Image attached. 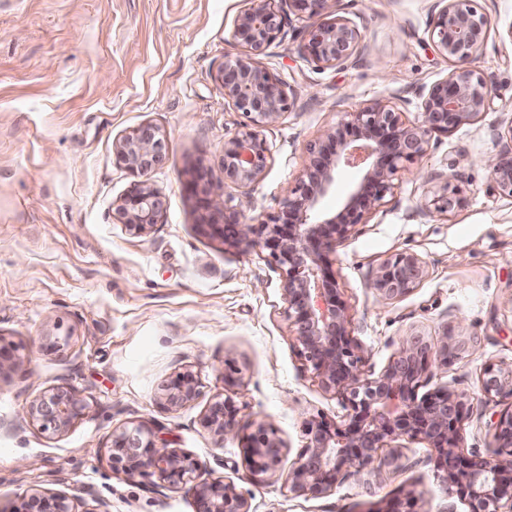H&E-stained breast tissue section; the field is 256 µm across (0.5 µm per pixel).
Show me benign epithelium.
Masks as SVG:
<instances>
[{"instance_id":"benign-epithelium-1","label":"benign epithelium","mask_w":512,"mask_h":512,"mask_svg":"<svg viewBox=\"0 0 512 512\" xmlns=\"http://www.w3.org/2000/svg\"><path fill=\"white\" fill-rule=\"evenodd\" d=\"M327 0H264L243 13L232 37L241 48L224 61L219 75L224 101L239 112V130L224 140V183L253 188L262 179L272 155L260 128L290 112L297 94L261 65L260 57L285 35L289 14L319 18L298 45L299 54L319 68H345L367 50L358 26L342 15L323 13ZM491 17L475 0H437L429 30L437 51L461 63L446 78L419 94L415 120L381 101L370 102L349 120L326 130L309 148L306 172L288 187L279 213L266 220L227 211L226 199L208 190L199 197L201 208L224 215L203 230L231 247H259L282 271L285 309L299 354L322 387L347 403L342 422L325 416L306 422V445L288 474L289 491L321 496L336 483L378 459L381 449L406 437L434 449V466L449 494L465 501L468 512L512 510V411L496 423L493 454L465 452L460 446L464 397L439 388L422 397L418 389L432 366L448 364V341L435 346L414 334L402 344L388 366L378 374L364 370L349 330L351 314L331 269V255L391 193L400 172L422 158L429 135L448 134L475 121L497 97V86L482 71L464 65L483 46ZM118 165L132 178L116 212L134 234H145L160 223L165 197L146 176L167 157V139L146 124L122 136L115 146ZM343 166L359 169L340 205L327 211L324 198L334 189ZM492 188L512 198V144L485 158ZM459 175L450 168L428 180L431 205L440 214L462 206ZM425 275V262L412 252L393 254L379 265L369 287L384 299L411 292ZM224 386L239 387L242 377L232 361L219 368ZM199 376L177 373L162 386L163 405L176 409L199 393ZM481 387L485 396L512 406V367H485ZM85 405L66 388L44 394L29 409L44 430L61 432L83 415ZM202 425L220 442L240 437V407L231 396L213 402ZM244 459L256 478L275 471L285 445L273 427L258 423L244 436ZM112 469L129 476L156 474L172 488H185L195 499L196 512H251L247 499L232 482L209 479L192 457L158 443L144 425L112 433ZM412 491L387 501L377 512H414ZM13 512H76L62 493L34 491L23 496Z\"/></svg>"}]
</instances>
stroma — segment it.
Here are the masks:
<instances>
[{
  "instance_id": "stroma-1",
  "label": "stroma",
  "mask_w": 512,
  "mask_h": 512,
  "mask_svg": "<svg viewBox=\"0 0 512 512\" xmlns=\"http://www.w3.org/2000/svg\"><path fill=\"white\" fill-rule=\"evenodd\" d=\"M257 0H0V343L19 365L0 371V512L34 491L73 496L77 512H195L193 496L157 475L113 471V432L138 424L198 460L207 477L232 481L251 512H376L406 490L418 512H467L441 486L421 441L393 442L395 464L369 465L321 497L288 491L305 443L304 424L343 420L298 354L279 270L266 251H242L202 230L207 215L187 191L197 167L225 198L251 196L256 218L276 214L324 130L383 100L415 118L420 90L455 64L428 33L436 0H327L350 18L369 52L356 65L317 68L297 51L310 28L291 17L286 38L262 57L296 91L291 112L261 128L273 159L250 190L225 183L222 149L241 116L224 101L218 74L238 54V17ZM493 26L470 67L499 88L471 124L429 137L426 155L399 174L368 223L336 249L332 269L351 311L350 333L368 371L385 369L411 334L447 338L448 363L421 393H463L462 448L490 453L503 410L481 389L487 365L512 366V198L492 190L483 159L512 126V0H477ZM150 124L168 142L166 163L148 175L167 198L160 224L136 235L115 205L131 178L115 144ZM455 168L464 203L426 213V180ZM424 260L407 295L379 298L368 283L391 255ZM232 360L243 432L271 425L286 445L279 468L253 478L243 443L217 441L202 426L226 389L217 367ZM190 369L198 396L174 410L162 386ZM64 387L85 404L62 432L42 430L33 401Z\"/></svg>"
}]
</instances>
